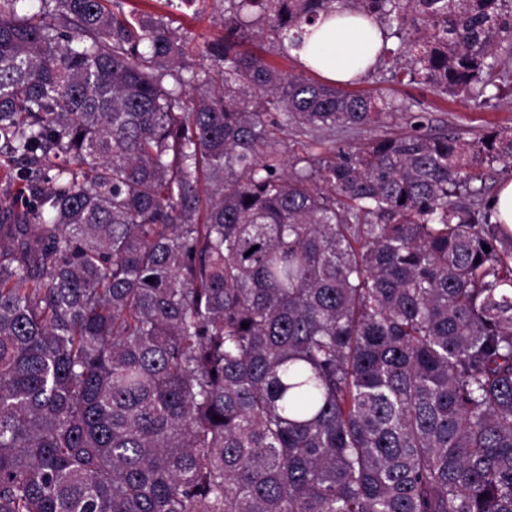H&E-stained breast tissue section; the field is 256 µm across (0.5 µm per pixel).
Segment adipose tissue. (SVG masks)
<instances>
[{"label":"adipose tissue","mask_w":512,"mask_h":512,"mask_svg":"<svg viewBox=\"0 0 512 512\" xmlns=\"http://www.w3.org/2000/svg\"><path fill=\"white\" fill-rule=\"evenodd\" d=\"M382 43L377 25L344 9L328 17L293 55L327 80L347 84L367 73Z\"/></svg>","instance_id":"ef3b65f1"}]
</instances>
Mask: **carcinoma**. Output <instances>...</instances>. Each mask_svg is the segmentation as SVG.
<instances>
[{"label":"carcinoma","instance_id":"cac0c4a2","mask_svg":"<svg viewBox=\"0 0 512 512\" xmlns=\"http://www.w3.org/2000/svg\"><path fill=\"white\" fill-rule=\"evenodd\" d=\"M23 2L0 0V156L31 201L0 221V512H512V232L483 184L512 131L420 112L338 151L392 105L240 50L347 8L378 60L482 94L512 0H224L214 68L171 89L172 22Z\"/></svg>","mask_w":512,"mask_h":512}]
</instances>
